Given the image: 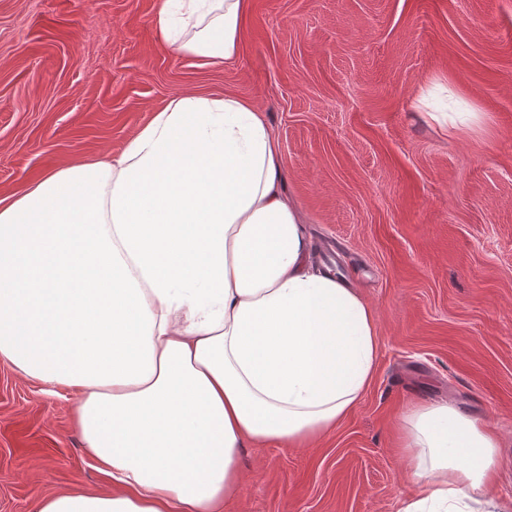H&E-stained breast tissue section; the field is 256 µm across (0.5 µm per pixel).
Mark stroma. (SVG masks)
Returning a JSON list of instances; mask_svg holds the SVG:
<instances>
[{
	"label": "stroma",
	"mask_w": 512,
	"mask_h": 512,
	"mask_svg": "<svg viewBox=\"0 0 512 512\" xmlns=\"http://www.w3.org/2000/svg\"><path fill=\"white\" fill-rule=\"evenodd\" d=\"M155 0H0V195L122 150L173 95L266 112L313 247L374 308L359 406L309 448L249 445L224 512H398L415 493L397 425L446 402L499 439L512 500V0H253L238 57L161 44ZM477 113L462 133L433 121ZM74 396L0 361V512L106 491Z\"/></svg>",
	"instance_id": "stroma-1"
}]
</instances>
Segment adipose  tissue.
<instances>
[{
    "label": "adipose tissue",
    "instance_id": "1",
    "mask_svg": "<svg viewBox=\"0 0 512 512\" xmlns=\"http://www.w3.org/2000/svg\"><path fill=\"white\" fill-rule=\"evenodd\" d=\"M252 0H157L158 37L233 60ZM265 113L178 93L117 154L0 198V360L76 398L106 493L39 512H224L245 443L306 447L355 410L381 349L372 307L315 265ZM399 512H512L483 490L498 437L445 403L403 419Z\"/></svg>",
    "mask_w": 512,
    "mask_h": 512
}]
</instances>
